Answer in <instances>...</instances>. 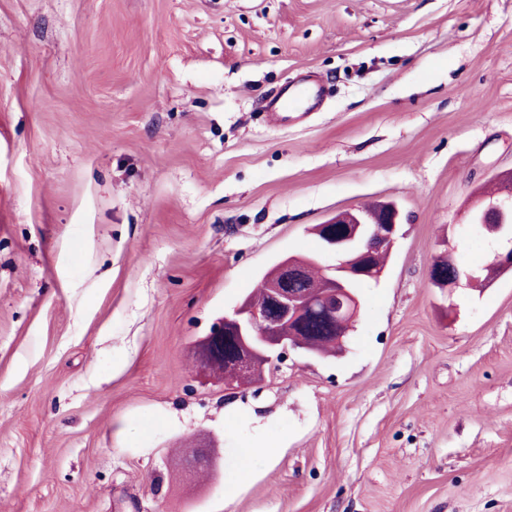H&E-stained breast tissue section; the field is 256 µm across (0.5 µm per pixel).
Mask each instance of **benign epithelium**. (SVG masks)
<instances>
[{"mask_svg": "<svg viewBox=\"0 0 512 512\" xmlns=\"http://www.w3.org/2000/svg\"><path fill=\"white\" fill-rule=\"evenodd\" d=\"M512 214V193H507L482 209L481 222H496L507 227L505 219ZM378 223L385 231L370 234L364 212H340L321 224L324 248L334 254L335 264L323 268L327 283L321 288L308 284L310 260L286 257L268 280L269 298L265 306L242 302L232 313L213 323L210 333L203 337L194 352L197 371L205 375L214 365L227 366L235 377L224 382V390L237 392L256 385L255 372L259 360L270 363L282 359L289 351L307 350L296 340V330L312 320L323 323L325 329L343 342L353 327L359 309L354 294L355 279L364 275L372 279L380 275L359 264L360 257L392 248L402 224L399 210L390 206L381 213ZM429 280L443 288H459L470 273L459 269L450 252L438 256L428 272ZM220 460L200 450L189 456L183 465L185 478L195 480L199 471L216 474Z\"/></svg>", "mask_w": 512, "mask_h": 512, "instance_id": "benign-epithelium-1", "label": "benign epithelium"}]
</instances>
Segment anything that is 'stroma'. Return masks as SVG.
<instances>
[{"mask_svg": "<svg viewBox=\"0 0 512 512\" xmlns=\"http://www.w3.org/2000/svg\"><path fill=\"white\" fill-rule=\"evenodd\" d=\"M309 72L321 110L265 124ZM505 172L512 0H0V512H512V274L428 277L492 262L470 215ZM377 201L404 221L342 354L196 373L274 261L331 264L311 227ZM460 270L452 261L450 252L438 256L431 264L428 272L429 280L442 288H459L463 281L471 276L468 269ZM465 270V271H464ZM465 283V281H464ZM219 467L220 459H217L213 453L209 454L206 451L200 450L194 452L185 460L183 472L186 480L194 481L198 471L202 470L209 472L211 475H216Z\"/></svg>", "mask_w": 512, "mask_h": 512, "instance_id": "obj_1", "label": "stroma"}]
</instances>
